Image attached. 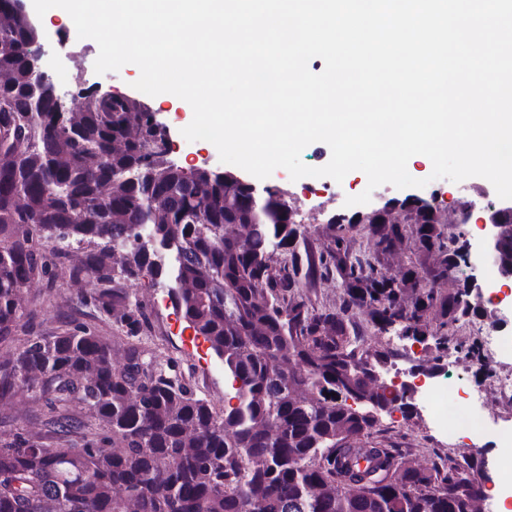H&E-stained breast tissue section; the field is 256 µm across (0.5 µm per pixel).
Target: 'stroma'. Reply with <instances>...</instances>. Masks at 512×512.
<instances>
[{
    "label": "stroma",
    "mask_w": 512,
    "mask_h": 512,
    "mask_svg": "<svg viewBox=\"0 0 512 512\" xmlns=\"http://www.w3.org/2000/svg\"><path fill=\"white\" fill-rule=\"evenodd\" d=\"M39 44L44 49L45 61L53 78L64 79L65 89H75L81 83L99 82L119 94H133L132 84L139 77L136 65H124L119 71L103 75L94 70L99 53L97 43H62L63 28L59 19L40 21L38 24ZM147 104L157 112L161 121L171 130L176 145L173 158L183 165H208L221 168L222 163L216 147L208 142H190L181 134L192 120L190 106L181 105L163 93L147 97ZM408 173L425 180L420 188L423 197L437 196L438 210L448 215L455 210L458 201L468 193L478 192L485 180L471 177L455 183L447 179H431L432 167L420 160H409ZM268 185L280 188L284 198L295 213L299 230L306 236H314L316 228L328 222L332 216L353 215V208L345 204L346 197L356 196L367 190V177L363 172L353 171L342 183L324 177L318 190H306L305 179L291 180L288 172L277 169L267 179ZM51 281L34 282L29 290L31 308L34 312L30 331H19L13 343L0 346V356L22 345L29 333L51 335L63 329L84 323L110 341L117 354H124L128 340L111 322L90 317L88 308L82 307L80 298L93 290L92 282L85 281L71 285L64 268L55 267L50 271ZM125 288L131 298L137 299L151 321V333L143 340L142 346L147 357L160 363H173L174 369L196 392L208 399L216 410H223L228 396V376L224 365L207 348L202 339L186 321L177 315L165 289L149 287L146 281L131 280ZM489 317L471 318L459 322L455 327V339L459 349L435 348L425 345L423 351L429 367L434 371L451 369L460 388L482 386L484 398L490 403V418H499L498 408L491 401L495 395L493 372L498 364L485 345V330L491 327ZM45 408L42 401L31 397L0 398V436L16 432L46 429ZM369 442L382 448L401 452L406 460L424 470L441 465L442 461L461 454L459 446L441 441L429 427L426 411L406 418L402 414L383 413L369 431Z\"/></svg>",
    "instance_id": "obj_1"
}]
</instances>
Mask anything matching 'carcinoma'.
Instances as JSON below:
<instances>
[{
    "mask_svg": "<svg viewBox=\"0 0 512 512\" xmlns=\"http://www.w3.org/2000/svg\"><path fill=\"white\" fill-rule=\"evenodd\" d=\"M37 39L15 0H0V343L28 326L29 285L69 258L48 244L75 243L83 257L67 272L94 284L85 305L138 339L148 316L125 282L166 284L239 387L218 412L136 344L117 365L85 324L29 337L0 360V396L43 401L57 437L0 439V512H473L485 487L471 457L408 465L364 441L375 416L339 403L399 400L370 365L392 353L364 349L356 312L424 339L430 315L447 328L471 314L457 292L431 288L449 282L459 237L448 225L413 207L367 216L355 235L338 221L302 240L280 190L255 200L239 181L171 166L145 116L130 135L137 102L90 91L80 111L61 110L31 69ZM226 224L244 238L224 237ZM406 231L414 260L396 284L381 268ZM275 247L289 258L268 264ZM329 278L343 306L300 298Z\"/></svg>",
    "mask_w": 512,
    "mask_h": 512,
    "instance_id": "carcinoma-1",
    "label": "carcinoma"
}]
</instances>
